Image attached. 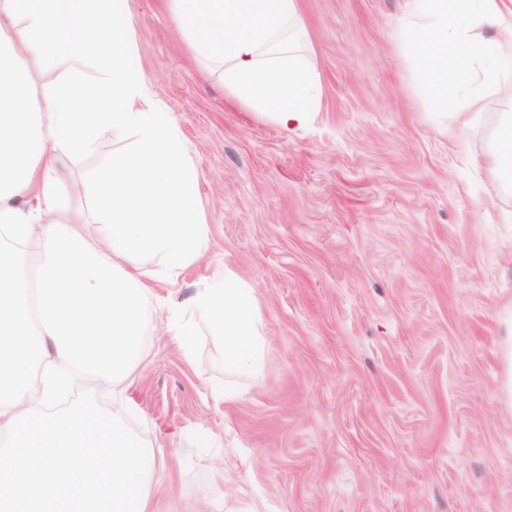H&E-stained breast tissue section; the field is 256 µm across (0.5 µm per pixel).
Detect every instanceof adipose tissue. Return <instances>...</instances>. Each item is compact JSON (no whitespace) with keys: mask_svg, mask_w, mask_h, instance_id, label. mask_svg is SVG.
Segmentation results:
<instances>
[{"mask_svg":"<svg viewBox=\"0 0 512 512\" xmlns=\"http://www.w3.org/2000/svg\"><path fill=\"white\" fill-rule=\"evenodd\" d=\"M195 55L222 67L224 90L285 132L321 98L302 47L299 0H167ZM400 34L440 109L478 117L485 86L512 76V0H403ZM126 0H0V512H153L164 441L123 419L124 394L148 351L152 283H175L209 228L197 171L177 122L135 64ZM59 72L39 89L45 65ZM113 154L75 202L72 165L102 135ZM484 164L512 191V114ZM96 231H85L88 215ZM150 253L158 262L135 264ZM189 312L224 342V368L256 376L266 340L254 288L233 270L199 288ZM94 375L114 407L60 409Z\"/></svg>","mask_w":512,"mask_h":512,"instance_id":"adipose-tissue-1","label":"adipose tissue"}]
</instances>
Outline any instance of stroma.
<instances>
[{
	"label": "stroma",
	"mask_w": 512,
	"mask_h": 512,
	"mask_svg": "<svg viewBox=\"0 0 512 512\" xmlns=\"http://www.w3.org/2000/svg\"><path fill=\"white\" fill-rule=\"evenodd\" d=\"M136 62L199 175L206 252L157 284L130 428L174 447L158 512H512V195L480 163L512 79L481 117L440 124L405 43L401 0H300L321 105L293 133L234 104L167 0H128ZM252 285L258 377L218 402L224 349L171 332L213 273ZM503 323L505 336H507L504 349L506 376L503 383V391L508 399L512 401V313L510 311L503 317Z\"/></svg>",
	"instance_id": "obj_1"
}]
</instances>
